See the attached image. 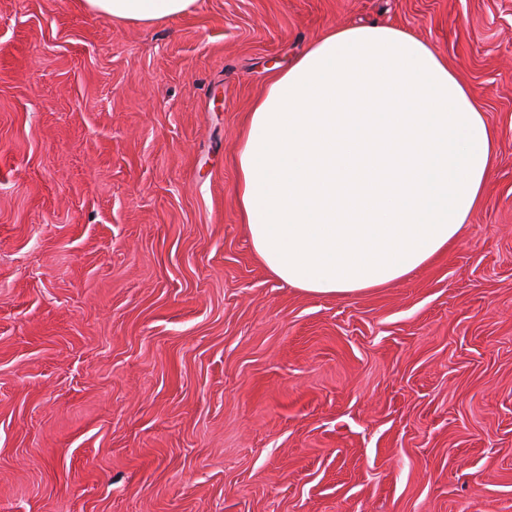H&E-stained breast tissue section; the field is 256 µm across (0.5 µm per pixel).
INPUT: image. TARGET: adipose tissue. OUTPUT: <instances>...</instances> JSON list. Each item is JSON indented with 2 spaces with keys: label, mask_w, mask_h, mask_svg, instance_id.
Listing matches in <instances>:
<instances>
[{
  "label": "adipose tissue",
  "mask_w": 512,
  "mask_h": 512,
  "mask_svg": "<svg viewBox=\"0 0 512 512\" xmlns=\"http://www.w3.org/2000/svg\"><path fill=\"white\" fill-rule=\"evenodd\" d=\"M197 0H84L155 23ZM496 135L430 46L378 22L332 29L255 101L235 155L250 245L315 294L378 288L446 251L480 205Z\"/></svg>",
  "instance_id": "obj_1"
}]
</instances>
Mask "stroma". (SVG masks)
I'll return each mask as SVG.
<instances>
[{
  "label": "stroma",
  "mask_w": 512,
  "mask_h": 512,
  "mask_svg": "<svg viewBox=\"0 0 512 512\" xmlns=\"http://www.w3.org/2000/svg\"><path fill=\"white\" fill-rule=\"evenodd\" d=\"M366 22L496 159L447 252L315 295L253 252L234 156L275 65ZM0 512H512V0H0ZM197 0H84L88 13L123 23H155L193 10Z\"/></svg>",
  "instance_id": "stroma-1"
}]
</instances>
